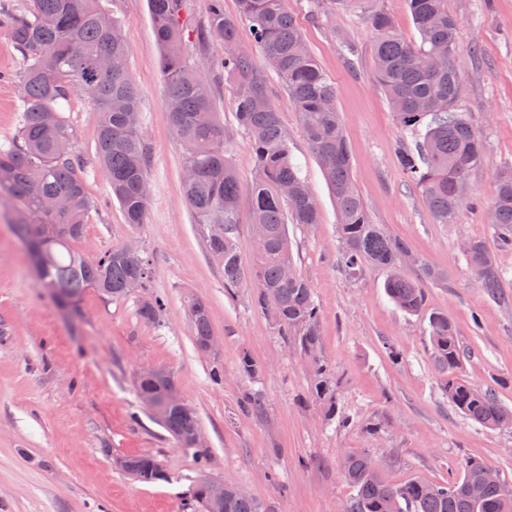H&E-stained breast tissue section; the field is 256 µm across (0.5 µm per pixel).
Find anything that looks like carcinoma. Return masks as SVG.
Listing matches in <instances>:
<instances>
[{"label": "carcinoma", "instance_id": "1", "mask_svg": "<svg viewBox=\"0 0 512 512\" xmlns=\"http://www.w3.org/2000/svg\"><path fill=\"white\" fill-rule=\"evenodd\" d=\"M239 17L250 24L253 51L226 52L224 75L236 88L235 115L253 145L254 180L243 186L224 148V126L213 111L208 82L184 52L182 13L186 0H148L154 33L162 50L161 79L170 121L183 146V168L194 172L184 182L185 199L196 223L208 230L207 249L224 268V287L241 288L251 280L254 302L280 335L300 352L314 377L312 395L329 421L348 424L336 403V388L322 355L318 312L309 281L296 271L288 225L316 224L319 211L291 143L269 95L274 74L299 115L300 131L315 156L336 201L338 235L344 266L356 273L369 261L388 272L385 290L402 310L425 309L422 281L404 271L408 245L371 223L362 196L351 178V160L336 86L312 55L286 0H238ZM347 0H309L310 13L320 17ZM419 42L396 29L383 9L369 13L374 35L375 79L401 128L416 134L414 148L399 153L407 179L421 191L438 224H449L469 200L470 172L483 160L486 143L460 109L462 79L455 67L458 22L447 0H407ZM13 40L26 62L23 72V120L18 140L0 149V197L13 201L17 237L38 242L42 287L56 297L78 303L92 288L108 299H125L148 287L149 263L142 254L117 246L89 259L73 244L83 233L91 209L84 181L72 155L73 131L61 115V102L77 86L99 107L97 159L112 198L129 224L144 223L148 192V158L139 129L128 113L139 111V90L128 70L110 74L98 68L100 57L127 58L128 47L103 0H33L30 14L10 19ZM203 39L226 46L238 44L237 20L224 16V0H212ZM67 196L70 208L54 213L48 199ZM249 203V224L266 234L262 251L254 253L246 271L238 249L240 210ZM498 231L497 248L512 249V168L496 174V193L489 209ZM466 261L472 276L491 298H500L503 273L494 249L469 241ZM163 304L140 299L139 316L158 324ZM197 347L211 336L209 307L201 299L188 306ZM429 336L437 364L457 369L464 350L448 316L429 315ZM448 399L473 422L496 429L512 425V411L495 393L455 375L448 376ZM157 423L173 438L198 426L196 414L166 411ZM127 475L140 482L167 479L151 455L125 457ZM461 476L446 483L409 480L389 484L366 454L345 457L343 471L356 489L349 512H512V486L500 478H484L486 464L467 458ZM479 486L472 498L467 486ZM223 512H263V505L239 487L230 486Z\"/></svg>", "mask_w": 512, "mask_h": 512}]
</instances>
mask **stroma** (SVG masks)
Returning a JSON list of instances; mask_svg holds the SVG:
<instances>
[{"instance_id": "1", "label": "stroma", "mask_w": 512, "mask_h": 512, "mask_svg": "<svg viewBox=\"0 0 512 512\" xmlns=\"http://www.w3.org/2000/svg\"><path fill=\"white\" fill-rule=\"evenodd\" d=\"M31 0H0V147L22 123L25 62L10 34L12 15ZM210 0H187L190 62L208 79L213 108L227 134L225 149L243 184L255 157L235 117L236 89L219 62L223 44L202 40ZM389 12L411 42L418 33L405 0H350L335 16L313 21L308 0L288 9L324 72L336 85L351 155V175L372 223L404 240L413 254L446 274L426 283L427 310L412 315L386 295V270L364 263L352 275L339 254L336 204L299 129L278 78L269 81L292 153L320 205L317 224L288 227L294 261L310 281L319 309L322 353L337 382V405L349 426L327 422L312 397L313 381L291 343L254 306L252 289H224V272L209 256L207 229L183 196V148L169 121L161 82L162 51L147 0H108L128 46L127 68L140 92L139 130L149 158V204L143 224L125 221L97 161V106L74 89L62 104L73 150L93 206L76 249L88 257L136 241L150 263V294L165 304L151 325L138 298L113 301L86 290L77 311L59 306L37 284L35 270L0 206V512H188L200 471L237 486L266 512H347L355 491L345 456L368 453L384 479L444 483L475 457L512 484V429L481 427L448 399V374L431 354L428 314L448 315L466 350L459 376L494 389L512 409V249L498 251L508 303L491 299L471 278L467 241L495 245L488 209L495 174L512 167V0H448L459 24L455 66L464 80L462 109L486 141L470 185L475 207L454 223H435L421 192L403 176L401 145L411 143L375 80L374 37L366 17ZM205 300L218 352L199 350L187 317L191 299ZM258 365L240 368L243 355ZM224 370L213 384V366ZM162 367L196 412L204 447L178 446L141 404L139 369ZM258 394L263 410L243 414L241 398ZM377 435H369L370 427ZM149 454L164 481L130 479L119 456Z\"/></svg>"}]
</instances>
